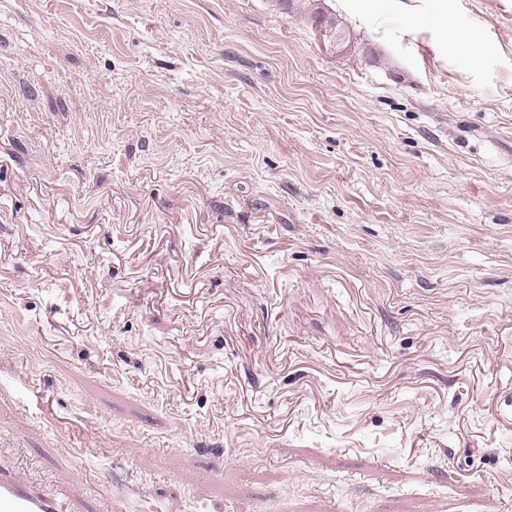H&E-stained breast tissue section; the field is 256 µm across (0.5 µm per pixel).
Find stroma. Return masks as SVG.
I'll return each mask as SVG.
<instances>
[{"instance_id":"stroma-1","label":"stroma","mask_w":512,"mask_h":512,"mask_svg":"<svg viewBox=\"0 0 512 512\" xmlns=\"http://www.w3.org/2000/svg\"><path fill=\"white\" fill-rule=\"evenodd\" d=\"M461 3L476 63L339 0H0V463L512 512V0Z\"/></svg>"}]
</instances>
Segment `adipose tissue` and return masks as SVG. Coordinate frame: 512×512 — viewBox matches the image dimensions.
Returning <instances> with one entry per match:
<instances>
[{
	"label": "adipose tissue",
	"instance_id": "1",
	"mask_svg": "<svg viewBox=\"0 0 512 512\" xmlns=\"http://www.w3.org/2000/svg\"><path fill=\"white\" fill-rule=\"evenodd\" d=\"M387 9L393 14L406 17L407 22L401 28L402 37L414 40L436 28L442 39L437 47L445 60H452L456 50L468 48L472 59H479L484 46L473 36L448 25V4L441 0L437 10H430L427 0H387Z\"/></svg>",
	"mask_w": 512,
	"mask_h": 512
}]
</instances>
